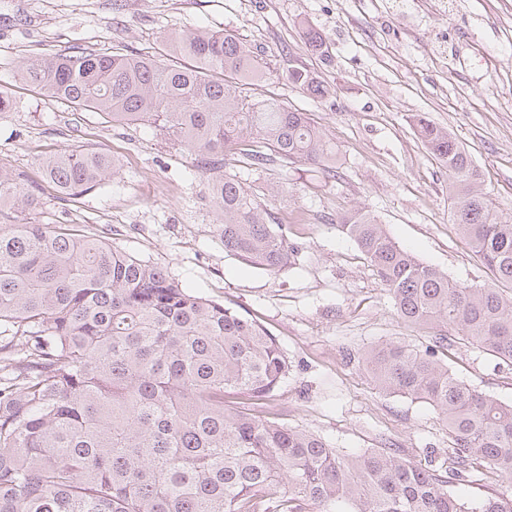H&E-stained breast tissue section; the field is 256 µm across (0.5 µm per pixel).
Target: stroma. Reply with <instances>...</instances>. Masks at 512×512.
<instances>
[{"mask_svg":"<svg viewBox=\"0 0 512 512\" xmlns=\"http://www.w3.org/2000/svg\"><path fill=\"white\" fill-rule=\"evenodd\" d=\"M0 0V171L38 188L41 224L111 228L110 244L166 269L193 292L262 324L288 359V374L262 402L281 423L335 448H394L421 463L447 451L448 429L431 406L380 393L361 353L390 340L418 348L428 329L405 323L356 245L337 228L370 211L418 259L467 284L488 277L448 209V174L418 140L413 116L448 128L481 173L496 210L512 216V19L499 0ZM328 53L307 51L300 20ZM225 30L264 63L251 86L305 112L336 144V173L304 165L251 173L248 183L281 224L294 253L273 273L225 253L222 215L206 190L211 171L160 132L81 112L27 86L17 71L41 54L80 46L162 57L168 36ZM329 88L309 97L290 72ZM84 146L112 155L111 178L66 200L46 182L45 156ZM472 388L512 402V366L476 344L443 351Z\"/></svg>","mask_w":512,"mask_h":512,"instance_id":"1","label":"stroma"}]
</instances>
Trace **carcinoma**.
Segmentation results:
<instances>
[{"label": "carcinoma", "instance_id": "carcinoma-1", "mask_svg": "<svg viewBox=\"0 0 512 512\" xmlns=\"http://www.w3.org/2000/svg\"><path fill=\"white\" fill-rule=\"evenodd\" d=\"M308 51L327 45L302 26ZM167 61L76 47L25 62L47 96L161 132L203 166L238 156L251 169L303 162L332 171L336 146L305 112L254 102L266 75L224 31H183ZM293 82L327 89L308 72ZM415 133L448 170L454 223L489 282H458L402 248L356 210L338 228L387 289L399 317L432 330L423 349L389 342L362 362L382 393L425 403L448 426L450 469L391 448L347 453L227 393L270 396L288 374L259 324L193 293L165 269L69 224H36L39 192L0 172V512H512V496L463 499L450 485L484 463L512 479V404L472 389L437 353L451 334L512 364V218L480 189L454 133L423 115ZM112 158L77 146L42 162L69 198L112 174ZM210 197L224 251L268 272L288 265L281 225L239 173Z\"/></svg>", "mask_w": 512, "mask_h": 512}]
</instances>
